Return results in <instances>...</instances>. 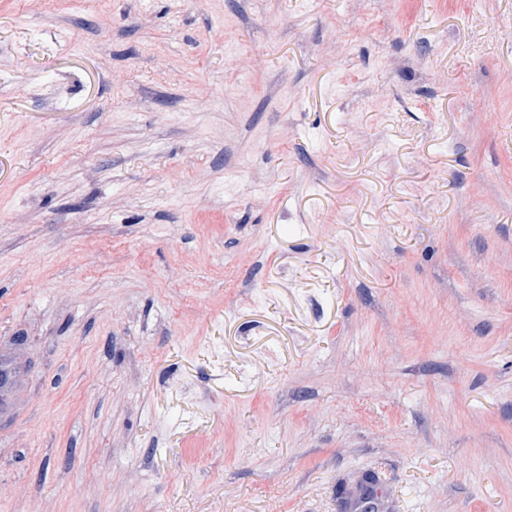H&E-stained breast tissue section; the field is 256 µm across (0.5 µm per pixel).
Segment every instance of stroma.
<instances>
[{"instance_id": "obj_1", "label": "stroma", "mask_w": 512, "mask_h": 512, "mask_svg": "<svg viewBox=\"0 0 512 512\" xmlns=\"http://www.w3.org/2000/svg\"><path fill=\"white\" fill-rule=\"evenodd\" d=\"M0 360V512H512V0H0Z\"/></svg>"}]
</instances>
